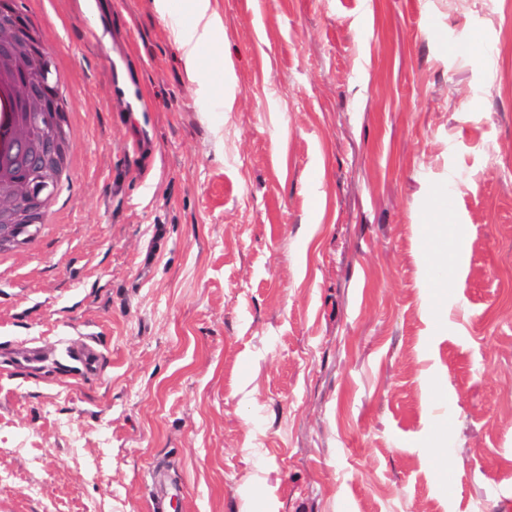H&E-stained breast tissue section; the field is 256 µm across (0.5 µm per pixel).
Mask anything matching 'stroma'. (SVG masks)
Instances as JSON below:
<instances>
[{
  "label": "stroma",
  "mask_w": 512,
  "mask_h": 512,
  "mask_svg": "<svg viewBox=\"0 0 512 512\" xmlns=\"http://www.w3.org/2000/svg\"><path fill=\"white\" fill-rule=\"evenodd\" d=\"M94 3L24 0L73 164L0 261V512H153L159 461L175 512H512L500 0H212L204 84L153 0ZM51 69V98L50 90L44 92L34 91L31 94L26 93L27 110L31 114V118L38 119L42 114L50 112L51 101L55 115H60L64 124L68 121V112L70 111V99L65 91L66 76L58 68L55 58L50 60ZM61 356L67 360L80 375L97 374L102 361V353L94 340H88L82 347H65Z\"/></svg>",
  "instance_id": "35a3bbf8"
}]
</instances>
